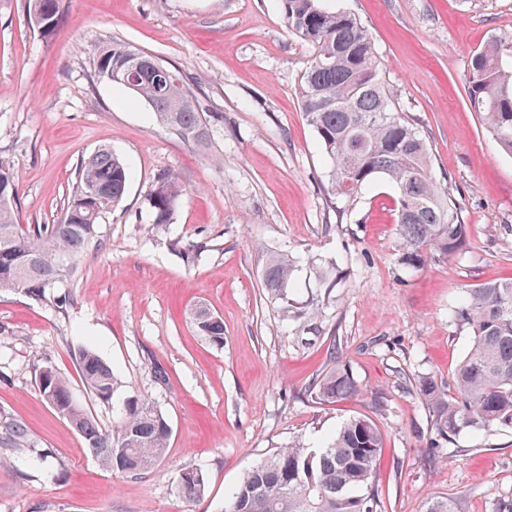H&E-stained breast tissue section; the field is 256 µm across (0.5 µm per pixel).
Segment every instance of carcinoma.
Masks as SVG:
<instances>
[{
    "label": "carcinoma",
    "mask_w": 512,
    "mask_h": 512,
    "mask_svg": "<svg viewBox=\"0 0 512 512\" xmlns=\"http://www.w3.org/2000/svg\"><path fill=\"white\" fill-rule=\"evenodd\" d=\"M288 32L311 48L300 79L303 115L314 130L327 161L328 191L354 200L375 180L397 191L399 258L423 268L459 251L468 227L447 188L433 177L426 139L417 124L397 108L378 64L371 35L355 14L329 10L321 0H281ZM32 26L52 33L62 16V0H26ZM147 53L114 40L100 49L95 75L139 69L136 82L119 85L152 109L156 121L184 140L202 145L212 133L195 91L171 68L154 70ZM468 102L479 113L499 149L512 156V38L493 39L471 59ZM130 172L108 148L95 151L77 167L76 189L57 224L17 223L18 185L13 167L0 160V291H22L44 299L49 290L79 270L80 259L97 237L100 218L119 204ZM183 187L173 171L158 174L148 198L151 224L170 223ZM67 259V268L55 265ZM296 260L286 252L269 254L262 272L267 295L284 303L293 287ZM472 329L473 343L448 388L432 376L415 379V389L432 418L431 454L438 442L490 426L512 428V278L485 282L465 291L454 310ZM199 335L224 343V322L190 309ZM81 377L89 391L107 401L117 390L110 366L92 349L77 352ZM325 403L356 397L361 388L346 365L338 364L309 384ZM38 390L53 399L57 413L108 467L141 475L169 447L170 425L147 400H128L118 422L104 430L79 405L68 381L53 367L40 368ZM383 433L368 417H354L323 448L290 444L278 448L244 473L225 512H377L373 484ZM178 487L191 501L205 490L201 470L183 467Z\"/></svg>",
    "instance_id": "1"
}]
</instances>
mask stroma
Masks as SVG:
<instances>
[{
	"instance_id": "1",
	"label": "stroma",
	"mask_w": 512,
	"mask_h": 512,
	"mask_svg": "<svg viewBox=\"0 0 512 512\" xmlns=\"http://www.w3.org/2000/svg\"><path fill=\"white\" fill-rule=\"evenodd\" d=\"M358 16L382 76L424 134L432 172L455 199L467 244L415 269L397 251L393 186L373 182L354 203L333 201L326 163L303 118L298 88L309 47L289 34L279 0H64L58 30L33 29L25 0H0V159L14 168L19 223L60 221L82 159L100 148L131 178L99 224L100 245L57 292L59 308L0 292V512H224L241 475L296 442L325 446L350 418L384 432L379 512H424L451 497L457 512L512 504V429L444 441L429 461L431 418L411 385L448 383L472 336L452 309L463 291L512 276V157L501 153L467 99L468 64L494 37L512 38V0H326ZM121 39L180 72L219 122L197 146L158 125L148 106L99 79V48ZM183 195L171 224L150 223L159 173ZM297 260L305 314L270 302L265 256ZM336 269L321 287L318 264ZM196 303L224 322V342L198 335ZM90 346L119 387L102 402L75 359ZM343 361L358 398L322 404L309 385ZM52 363L100 427L123 401L147 399L171 427L167 455L130 476L102 467L37 388ZM26 436L5 440L11 425ZM202 470L186 501L184 466ZM177 484L183 497L188 501L199 497L205 490L202 471L189 466L179 469Z\"/></svg>"
}]
</instances>
